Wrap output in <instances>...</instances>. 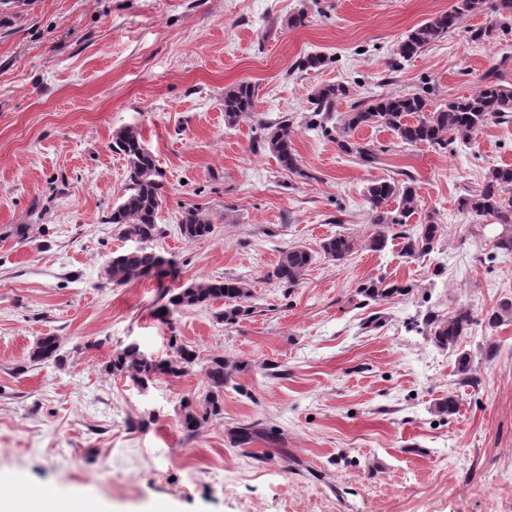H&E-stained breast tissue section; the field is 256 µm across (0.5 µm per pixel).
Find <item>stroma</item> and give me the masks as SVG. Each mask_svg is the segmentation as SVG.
I'll use <instances>...</instances> for the list:
<instances>
[{
    "label": "stroma",
    "instance_id": "35a3bbf8",
    "mask_svg": "<svg viewBox=\"0 0 512 512\" xmlns=\"http://www.w3.org/2000/svg\"><path fill=\"white\" fill-rule=\"evenodd\" d=\"M454 3L0 0V478L83 492L104 512H512V317L485 319L512 300V255L496 249L492 217L457 207L490 167L512 165V118L445 151L357 128L371 164L305 127L325 84L349 87L342 113L425 88L443 103L474 93L492 67L512 85V33L471 38L485 14L396 62L398 40ZM310 53L327 64L299 68ZM242 82L256 87L254 115L231 127L224 92ZM282 117L299 176L257 146L260 122ZM126 125L165 175L156 250L175 260L180 284L243 280L246 319L217 320V301L167 324L153 314L156 280L107 283L104 266L131 246L109 221L127 188L112 133ZM404 174L421 206L371 250L366 189ZM192 209L209 215V236H181ZM430 216L435 252L404 261L401 233ZM339 233L355 240L342 262L321 249ZM295 246L312 263L290 287L272 271ZM379 276L409 294L364 301L358 285ZM460 310L475 318L470 334L437 348L425 314ZM173 333L200 366L218 354L239 367L223 414L191 436L180 402L205 394L200 366L145 389L107 368L131 343L168 358ZM43 336L58 340L62 365L29 360ZM463 352L471 383L457 371ZM451 395L456 413L438 412ZM244 425L263 438L236 446Z\"/></svg>",
    "mask_w": 512,
    "mask_h": 512
}]
</instances>
